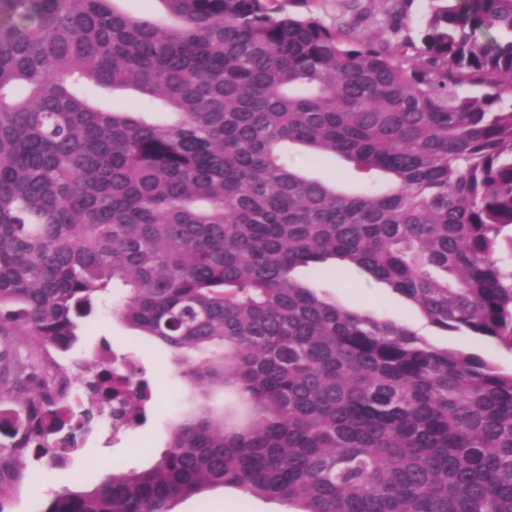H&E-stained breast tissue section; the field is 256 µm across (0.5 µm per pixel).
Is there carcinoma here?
I'll use <instances>...</instances> for the list:
<instances>
[{
  "label": "carcinoma",
  "instance_id": "cac0c4a2",
  "mask_svg": "<svg viewBox=\"0 0 512 512\" xmlns=\"http://www.w3.org/2000/svg\"><path fill=\"white\" fill-rule=\"evenodd\" d=\"M160 2L167 26L117 0H0V498L27 459L78 449L92 413L59 356L119 282L112 316L250 416L188 414L150 467L42 512H174L216 487L293 512H512V371L297 277L331 260L512 351V0H428L417 39L405 0L372 37L290 0ZM287 145L361 189L289 167ZM91 374L114 429L146 423L147 379ZM92 101L106 109H125L137 102L138 97L131 90L114 91L112 89L93 88L86 90Z\"/></svg>",
  "mask_w": 512,
  "mask_h": 512
}]
</instances>
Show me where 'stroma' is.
<instances>
[{
    "instance_id": "35a3bbf8",
    "label": "stroma",
    "mask_w": 512,
    "mask_h": 512,
    "mask_svg": "<svg viewBox=\"0 0 512 512\" xmlns=\"http://www.w3.org/2000/svg\"><path fill=\"white\" fill-rule=\"evenodd\" d=\"M373 0H360L362 15H353L348 0H308L301 12H310L326 25L357 19L363 35H373L380 15L372 10ZM288 166L310 176L335 180L347 176V164L338 157H314L298 148L285 153ZM318 292L337 304L382 319L392 320L419 331L434 345L475 352L497 367L512 370V351L492 341L475 339L460 333H444L426 325L418 308L386 285L341 269H329L314 282ZM129 357L145 369L151 381L154 399L147 422L136 429L112 432L109 427H94L83 445L67 454L58 464L28 460L23 482L11 490L0 512H42L55 494L79 483L101 481L111 475L113 466L143 469L151 465L165 449L169 427L180 414L211 406L244 417L247 413L229 393L204 398L182 376L172 357L160 345L137 336L136 332L113 318L110 308L99 309L82 324L79 341L66 354L68 363L87 366L100 360L106 352ZM176 512H286L285 505L273 500L246 497L231 488L217 487L181 501Z\"/></svg>"
}]
</instances>
